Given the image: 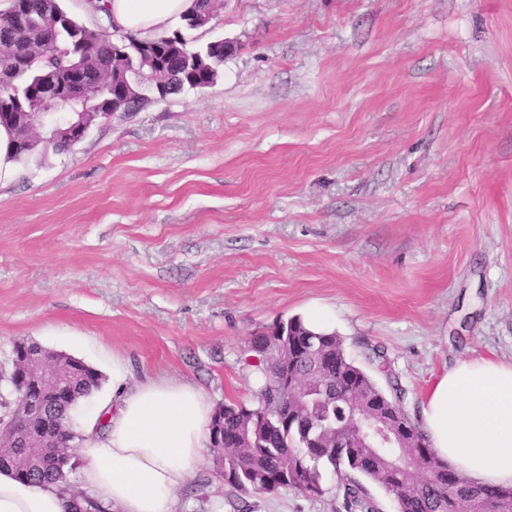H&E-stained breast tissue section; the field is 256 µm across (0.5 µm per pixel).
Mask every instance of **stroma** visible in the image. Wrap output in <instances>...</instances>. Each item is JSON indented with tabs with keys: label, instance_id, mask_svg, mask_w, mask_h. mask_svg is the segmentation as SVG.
I'll use <instances>...</instances> for the list:
<instances>
[{
	"label": "stroma",
	"instance_id": "obj_1",
	"mask_svg": "<svg viewBox=\"0 0 512 512\" xmlns=\"http://www.w3.org/2000/svg\"><path fill=\"white\" fill-rule=\"evenodd\" d=\"M194 45L217 82L98 121L0 184V376L15 343L85 361L112 394L189 381L256 406L249 348L319 313L419 421L460 359L512 360V0H226ZM244 495L212 458L183 512H345Z\"/></svg>",
	"mask_w": 512,
	"mask_h": 512
}]
</instances>
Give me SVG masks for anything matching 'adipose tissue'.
Here are the masks:
<instances>
[{"label":"adipose tissue","mask_w":512,"mask_h":512,"mask_svg":"<svg viewBox=\"0 0 512 512\" xmlns=\"http://www.w3.org/2000/svg\"><path fill=\"white\" fill-rule=\"evenodd\" d=\"M124 32L146 36L188 11L192 0H99ZM112 400L82 427L83 481L119 512H179V491L210 444L213 416L188 382L127 386L115 366ZM421 428L435 453L478 484L512 486V361L464 359L438 377ZM0 512H71L53 485L0 473Z\"/></svg>","instance_id":"ef3b65f1"}]
</instances>
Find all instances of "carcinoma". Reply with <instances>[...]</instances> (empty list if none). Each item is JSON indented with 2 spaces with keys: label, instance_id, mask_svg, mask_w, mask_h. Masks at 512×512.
<instances>
[{
  "label": "carcinoma",
  "instance_id": "cac0c4a2",
  "mask_svg": "<svg viewBox=\"0 0 512 512\" xmlns=\"http://www.w3.org/2000/svg\"><path fill=\"white\" fill-rule=\"evenodd\" d=\"M17 38L23 57L0 67V125L13 130L25 127V112H38L39 88L45 74L58 71V78L72 81L73 74L88 84V95L80 107L87 120L101 119L112 111V84L125 89L128 105L149 103L147 83L139 72L150 63L161 62L171 77H180L172 94L195 89L198 80L210 85L224 64L223 42L211 41L193 48L187 38L171 53L169 33L144 39L126 36L140 46L112 71V39L102 26L90 27L79 21L61 0H11L0 18V34ZM283 329L298 347L279 356L270 349L272 337L261 334L251 340L259 354L256 390L257 406L224 405V427L211 428L210 455L224 474V484L240 493L271 494L292 487L307 494L322 493V471L328 469L342 480L346 512H374V505L360 483L366 479L397 498L398 512H448V497L458 493L457 472L439 459L431 447L409 448L407 452L433 463L442 478L431 483L415 468H392L385 455L370 448L342 447L348 429L349 409L366 401L394 404L399 397L384 392L359 366L352 364L336 333L315 332L299 317L284 320ZM72 380L70 395L53 404L65 428L74 431L72 404L89 396L101 385L102 375L83 361H69ZM288 371L302 388L299 400L287 412L276 410L278 390L274 378ZM61 439L44 455L30 463L9 467L15 476L35 485L53 483L69 487V474L76 467L69 444ZM474 489L485 502L512 498L511 487H490L466 480L462 489Z\"/></svg>",
  "mask_w": 512,
  "mask_h": 512
}]
</instances>
